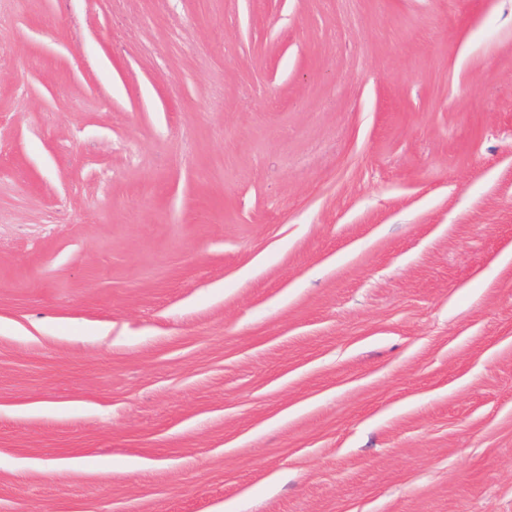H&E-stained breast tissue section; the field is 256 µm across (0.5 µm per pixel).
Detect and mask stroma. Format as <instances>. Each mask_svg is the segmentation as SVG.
<instances>
[{"label": "stroma", "instance_id": "1", "mask_svg": "<svg viewBox=\"0 0 512 512\" xmlns=\"http://www.w3.org/2000/svg\"><path fill=\"white\" fill-rule=\"evenodd\" d=\"M512 0H0V512H512Z\"/></svg>", "mask_w": 512, "mask_h": 512}]
</instances>
